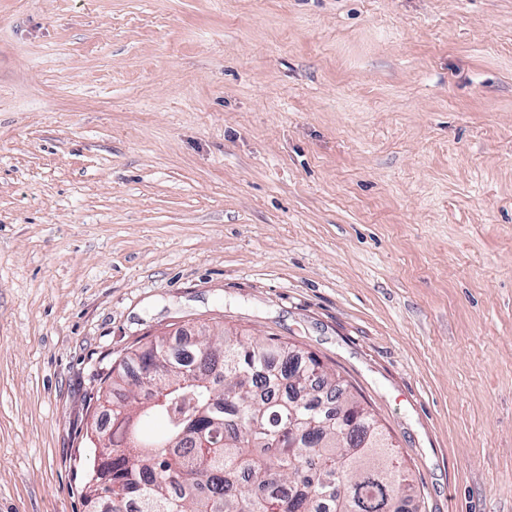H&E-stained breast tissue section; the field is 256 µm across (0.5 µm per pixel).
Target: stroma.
Segmentation results:
<instances>
[{"instance_id":"stroma-1","label":"stroma","mask_w":512,"mask_h":512,"mask_svg":"<svg viewBox=\"0 0 512 512\" xmlns=\"http://www.w3.org/2000/svg\"><path fill=\"white\" fill-rule=\"evenodd\" d=\"M204 325L512 512V0H0V512H84L113 364Z\"/></svg>"}]
</instances>
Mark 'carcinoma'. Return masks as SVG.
<instances>
[{
    "label": "carcinoma",
    "mask_w": 512,
    "mask_h": 512,
    "mask_svg": "<svg viewBox=\"0 0 512 512\" xmlns=\"http://www.w3.org/2000/svg\"><path fill=\"white\" fill-rule=\"evenodd\" d=\"M83 501L112 512H406L408 471L378 420L271 338L159 336L112 366ZM202 441L206 447L196 446Z\"/></svg>",
    "instance_id": "carcinoma-1"
}]
</instances>
